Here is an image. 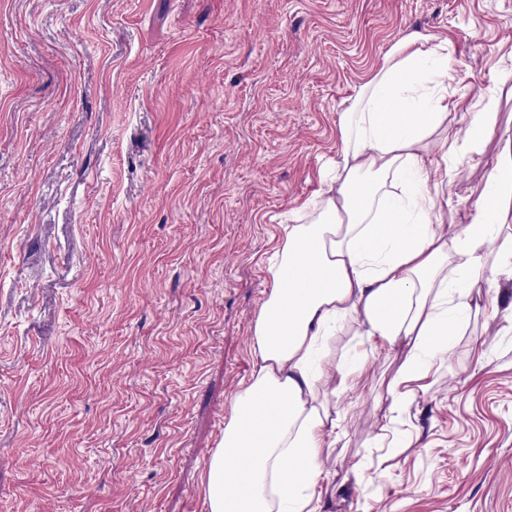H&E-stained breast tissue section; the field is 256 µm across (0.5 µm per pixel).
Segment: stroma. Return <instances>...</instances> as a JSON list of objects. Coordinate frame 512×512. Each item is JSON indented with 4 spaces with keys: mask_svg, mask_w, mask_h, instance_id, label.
I'll return each mask as SVG.
<instances>
[{
    "mask_svg": "<svg viewBox=\"0 0 512 512\" xmlns=\"http://www.w3.org/2000/svg\"><path fill=\"white\" fill-rule=\"evenodd\" d=\"M411 32L449 47L456 152L430 182L457 231L512 136V0H0V512H208L262 260ZM478 287L402 412L404 346L337 337L367 364L321 512H512V280Z\"/></svg>",
    "mask_w": 512,
    "mask_h": 512,
    "instance_id": "1",
    "label": "stroma"
}]
</instances>
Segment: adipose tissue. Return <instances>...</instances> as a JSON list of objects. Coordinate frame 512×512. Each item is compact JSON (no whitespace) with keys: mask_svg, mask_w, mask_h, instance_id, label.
Masks as SVG:
<instances>
[{"mask_svg":"<svg viewBox=\"0 0 512 512\" xmlns=\"http://www.w3.org/2000/svg\"><path fill=\"white\" fill-rule=\"evenodd\" d=\"M447 72V42L411 33L341 113L333 177L306 217L289 214L265 260L253 371L207 467L208 512H319L326 438L340 425L332 397L365 365L337 359V336L358 321L366 336L407 346L388 384L402 408L397 389L447 354L471 316L485 244L512 263V234L500 233L511 138L480 191L485 218L454 233L432 221L429 145L448 142V104L424 85Z\"/></svg>","mask_w":512,"mask_h":512,"instance_id":"ef3b65f1","label":"adipose tissue"}]
</instances>
